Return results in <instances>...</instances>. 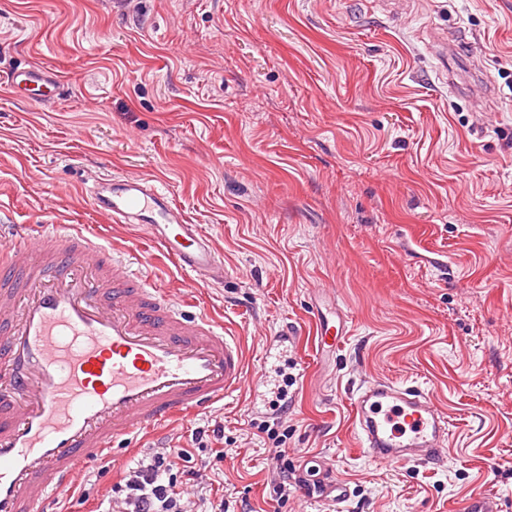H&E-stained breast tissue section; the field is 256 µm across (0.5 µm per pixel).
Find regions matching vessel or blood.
<instances>
[{
  "mask_svg": "<svg viewBox=\"0 0 512 512\" xmlns=\"http://www.w3.org/2000/svg\"><path fill=\"white\" fill-rule=\"evenodd\" d=\"M0 85L45 101L61 81L33 66L0 74ZM90 197L112 223L139 225L188 286L223 282L212 238L154 180L105 174ZM314 324L331 347L344 333L319 313ZM0 362V512H60V495L84 471L115 462L117 439L189 420L243 390L257 398L269 378L264 369L249 376L238 339L208 311L188 310L77 224L0 236ZM352 412L373 461L438 465L447 454L448 420L430 391L365 379ZM302 488L337 504L348 498L338 481L306 478ZM462 512L501 509L494 493L476 492Z\"/></svg>",
  "mask_w": 512,
  "mask_h": 512,
  "instance_id": "b4317fda",
  "label": "vessel or blood"
}]
</instances>
